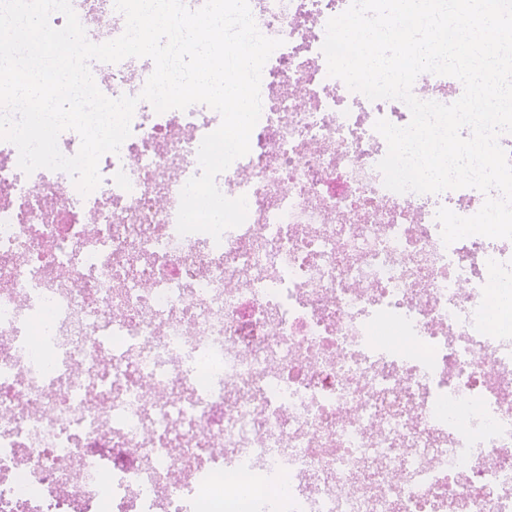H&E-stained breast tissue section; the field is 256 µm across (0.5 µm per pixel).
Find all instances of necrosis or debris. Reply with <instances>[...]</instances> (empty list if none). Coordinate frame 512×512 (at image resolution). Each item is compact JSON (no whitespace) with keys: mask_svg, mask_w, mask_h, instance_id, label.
Segmentation results:
<instances>
[{"mask_svg":"<svg viewBox=\"0 0 512 512\" xmlns=\"http://www.w3.org/2000/svg\"><path fill=\"white\" fill-rule=\"evenodd\" d=\"M346 3L249 0L280 93L216 178L249 203L220 240L177 212L221 117L156 113L153 63L91 70L139 103L88 195L0 141V512H207L228 467L250 512H512V326L485 324L512 240L444 244L468 189L385 188L374 125L411 113L328 76ZM71 5L89 41L123 33L114 0ZM392 316L400 341L375 343Z\"/></svg>","mask_w":512,"mask_h":512,"instance_id":"4bbe7bcc","label":"necrosis or debris"}]
</instances>
